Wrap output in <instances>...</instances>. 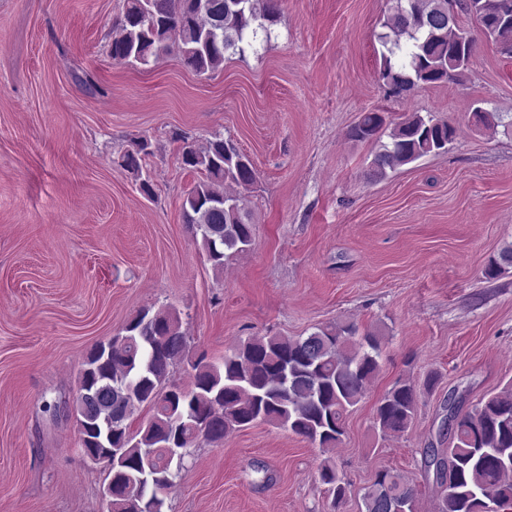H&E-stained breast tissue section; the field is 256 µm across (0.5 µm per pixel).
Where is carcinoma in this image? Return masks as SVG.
Returning a JSON list of instances; mask_svg holds the SVG:
<instances>
[{"label": "carcinoma", "instance_id": "cac0c4a2", "mask_svg": "<svg viewBox=\"0 0 512 512\" xmlns=\"http://www.w3.org/2000/svg\"><path fill=\"white\" fill-rule=\"evenodd\" d=\"M377 34L382 46L380 79L389 96L404 97L420 84L456 82L471 58L455 48L471 30L448 20V0H390ZM460 11L482 25V35L512 57V0H462ZM279 0H124L110 56L118 64L147 66L163 54H175L196 73L242 54L259 38L271 37ZM389 141L381 142L383 135ZM354 141L380 143L368 177L430 153L448 150L455 129L431 115L412 113L387 129L386 117L364 112L349 129ZM149 143L141 141L120 156L119 164L142 174ZM182 163L205 172L183 201V218L200 238L207 260L217 271L247 250L254 240L244 199L224 194V185L248 188L256 182L251 159L231 140L215 135L203 147L184 143ZM512 267V245L489 261L494 278ZM381 342L353 322L318 326L306 336L250 337L224 354L222 363L190 356L187 336L167 310L145 309L118 334L86 354L69 405L80 436L89 425L124 417L112 432V512H164L178 473L163 450L166 428L180 429L173 447L185 457L197 436L218 444L228 434L256 422L272 424L318 445L336 447L351 408L366 395L379 372ZM187 363L189 384L180 394L166 391L174 368ZM104 401L81 396L86 384ZM416 387L398 380L377 402L374 425L383 436L403 433L419 404ZM150 417L131 429L136 411ZM442 427L451 446L426 453L424 466L440 488L437 512H509L512 509V385L484 395L472 409L448 401ZM320 481L333 501L346 495L347 483L327 458ZM417 490L390 469L378 471L362 498L361 512H415Z\"/></svg>", "mask_w": 512, "mask_h": 512}]
</instances>
